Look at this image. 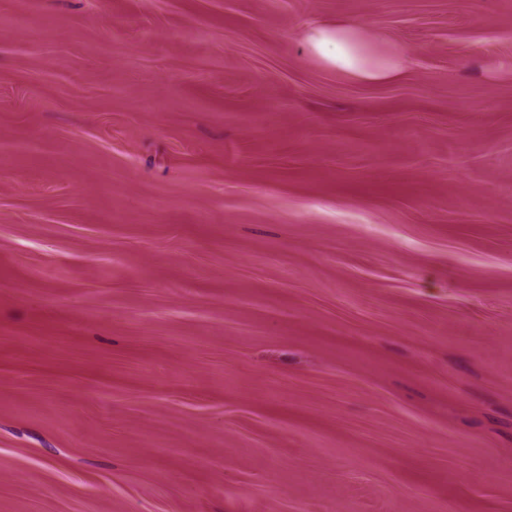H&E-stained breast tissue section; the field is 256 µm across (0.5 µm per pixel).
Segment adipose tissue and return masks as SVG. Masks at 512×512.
<instances>
[{"instance_id":"ef3b65f1","label":"adipose tissue","mask_w":512,"mask_h":512,"mask_svg":"<svg viewBox=\"0 0 512 512\" xmlns=\"http://www.w3.org/2000/svg\"><path fill=\"white\" fill-rule=\"evenodd\" d=\"M303 39L309 51L326 65L357 81H391L399 77L406 65L404 54L398 52L369 57L368 39L351 20L334 27H309Z\"/></svg>"}]
</instances>
